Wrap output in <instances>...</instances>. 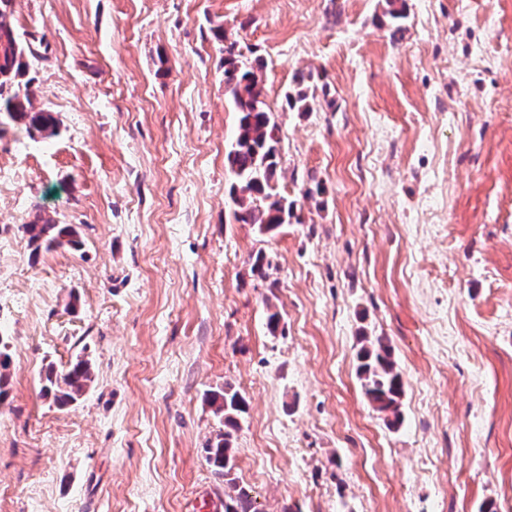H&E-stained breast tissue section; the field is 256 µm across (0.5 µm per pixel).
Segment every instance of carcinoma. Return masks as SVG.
Segmentation results:
<instances>
[{"instance_id":"obj_1","label":"carcinoma","mask_w":512,"mask_h":512,"mask_svg":"<svg viewBox=\"0 0 512 512\" xmlns=\"http://www.w3.org/2000/svg\"><path fill=\"white\" fill-rule=\"evenodd\" d=\"M13 0H0V125L21 124L33 134L57 131L53 113L34 107V93L21 81L27 68L25 57L30 51L27 41L12 22ZM236 43L224 46V92L236 112L237 131L229 145L226 160L232 174L228 195L234 205V220L251 224L261 234L271 233L290 223L296 203L280 195L276 176L281 170L280 129L263 99L264 85L260 71L262 59L251 62L238 59ZM286 104L299 112L311 111L303 90L287 91ZM34 251H51L65 244L77 247L78 231L73 224H55L49 220L21 225ZM359 375L364 393L373 408L384 416L386 424L397 428L402 423L400 398L403 378L383 339L363 337ZM92 382L89 360L77 357L62 371L49 367L45 374L42 396L52 398L63 408L76 403ZM210 403L224 422V432L207 448V463L224 481V512H258L251 494L232 477L233 451L231 430L237 427L236 416L242 411V399L227 386L214 393Z\"/></svg>"}]
</instances>
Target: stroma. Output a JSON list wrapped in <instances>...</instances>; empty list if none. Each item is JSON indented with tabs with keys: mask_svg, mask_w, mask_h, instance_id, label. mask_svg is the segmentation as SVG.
Here are the masks:
<instances>
[{
	"mask_svg": "<svg viewBox=\"0 0 512 512\" xmlns=\"http://www.w3.org/2000/svg\"><path fill=\"white\" fill-rule=\"evenodd\" d=\"M13 20L58 131L0 126V512H212L228 384L260 512H512V0H15ZM219 26L263 59L280 127L298 218L268 235L232 215ZM299 71L309 112L284 100ZM36 214L80 247L34 252ZM365 336L402 374L399 428L364 394ZM79 355L90 386L50 406L47 368Z\"/></svg>",
	"mask_w": 512,
	"mask_h": 512,
	"instance_id": "obj_1",
	"label": "stroma"
}]
</instances>
